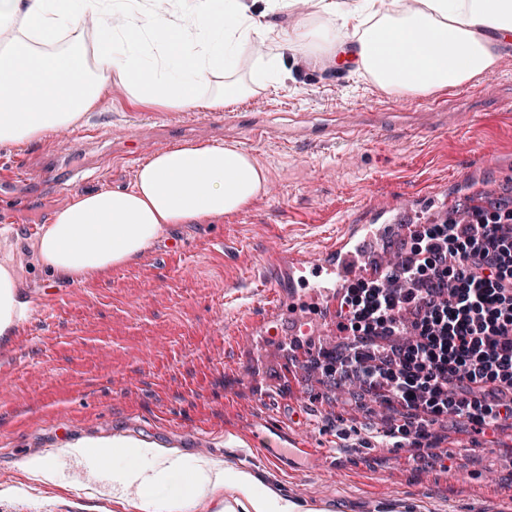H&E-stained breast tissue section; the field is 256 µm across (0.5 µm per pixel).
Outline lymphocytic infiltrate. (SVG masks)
<instances>
[{
	"label": "lymphocytic infiltrate",
	"instance_id": "1",
	"mask_svg": "<svg viewBox=\"0 0 512 512\" xmlns=\"http://www.w3.org/2000/svg\"><path fill=\"white\" fill-rule=\"evenodd\" d=\"M406 249L387 275L346 289L348 345H317L312 362L334 385L355 381L400 406L402 422L378 437L433 467L449 458L435 449L434 423L512 424V206L491 201L423 226Z\"/></svg>",
	"mask_w": 512,
	"mask_h": 512
}]
</instances>
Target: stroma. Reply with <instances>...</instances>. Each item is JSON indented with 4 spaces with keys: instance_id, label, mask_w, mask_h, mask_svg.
Listing matches in <instances>:
<instances>
[{
    "instance_id": "obj_1",
    "label": "stroma",
    "mask_w": 512,
    "mask_h": 512,
    "mask_svg": "<svg viewBox=\"0 0 512 512\" xmlns=\"http://www.w3.org/2000/svg\"><path fill=\"white\" fill-rule=\"evenodd\" d=\"M283 83L257 89L204 127L200 110L141 122L119 81L71 125L75 138L0 145V170L35 171L49 160L85 171L76 191L127 189L152 146L224 143L268 171L264 193L221 218L169 228L135 263L81 284L33 260L30 241L68 194L53 186L0 184V239L22 266L33 310L0 345L11 386L0 393V512H136L112 494V469L60 455L77 441L125 440L189 459L250 470L261 489L311 512H512V429L493 443L436 426L453 467L427 468L411 448L370 440L376 419L327 395L288 363L237 351L248 319L266 315L265 283L281 251L317 256L357 224H438L475 197L512 195V51L468 85L420 99L383 89L335 58L284 51ZM365 138H337L345 119ZM263 136H256L257 126ZM381 136H374V129ZM281 423L293 441L326 449L325 463L276 465L247 427ZM40 455L57 479L27 477Z\"/></svg>"
}]
</instances>
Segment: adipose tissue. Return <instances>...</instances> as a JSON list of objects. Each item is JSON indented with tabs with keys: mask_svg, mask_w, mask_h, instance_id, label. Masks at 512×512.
Here are the masks:
<instances>
[{
	"mask_svg": "<svg viewBox=\"0 0 512 512\" xmlns=\"http://www.w3.org/2000/svg\"><path fill=\"white\" fill-rule=\"evenodd\" d=\"M396 2L312 0V18L284 35L239 0H0V144L68 126L114 76L139 109H222L281 75L273 53L255 56L250 80L235 71L258 45L283 35L297 49L344 54L383 88L411 94L467 84L512 49V0H421L408 12ZM267 179L235 147L177 146L142 165L131 189L74 193L33 249L51 274L81 283L135 262L169 225L244 209ZM27 311L11 260L1 261L0 344ZM65 453L115 467L139 512H191L198 498L226 488L242 512H304L294 499L258 490L248 471L162 448L116 439Z\"/></svg>",
	"mask_w": 512,
	"mask_h": 512,
	"instance_id": "adipose-tissue-1",
	"label": "adipose tissue"
}]
</instances>
